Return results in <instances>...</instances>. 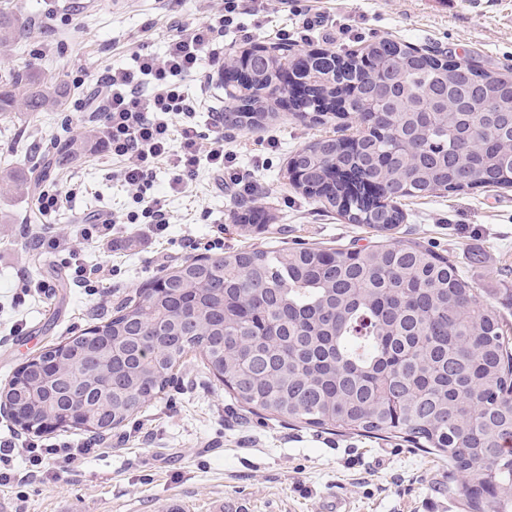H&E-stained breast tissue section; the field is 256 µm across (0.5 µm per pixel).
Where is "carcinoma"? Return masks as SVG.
Masks as SVG:
<instances>
[{
    "instance_id": "cac0c4a2",
    "label": "carcinoma",
    "mask_w": 512,
    "mask_h": 512,
    "mask_svg": "<svg viewBox=\"0 0 512 512\" xmlns=\"http://www.w3.org/2000/svg\"><path fill=\"white\" fill-rule=\"evenodd\" d=\"M28 34L24 19L0 8V56ZM398 63L391 99H372L374 68ZM251 79L224 87V127L276 118L264 101L316 120L342 97L368 132L359 147L316 139L291 158L303 193L377 233L359 251L300 244L188 259L122 300L112 316L59 342L62 378L85 383L77 351L105 342L119 390L96 397L97 436L121 428L162 394L191 352L249 408L299 424L365 437H402L448 457V492L471 512H512V355L500 311L466 278L456 255L390 241L406 198L435 191L512 186V82L480 65L450 70L426 54L396 55L381 40L357 58L330 49L296 56L303 92L288 96L276 62L251 55ZM67 88L26 70L0 75V120L66 105ZM455 97L460 107H446ZM89 128L52 155L62 167L90 141ZM379 183V194L358 186ZM0 171V195L30 194ZM38 355L26 388L0 390V403L26 430L66 409L45 387Z\"/></svg>"
}]
</instances>
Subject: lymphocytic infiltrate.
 I'll return each instance as SVG.
<instances>
[{
  "mask_svg": "<svg viewBox=\"0 0 512 512\" xmlns=\"http://www.w3.org/2000/svg\"><path fill=\"white\" fill-rule=\"evenodd\" d=\"M258 0H224L223 9L170 39L164 56L136 53L131 66L107 69L102 84L106 97L100 105L101 125L96 150L123 160L122 181L136 191L130 224L148 225L164 233L170 216L163 195L153 190L154 170L167 163L172 171L170 191H177L207 166L224 174V115L204 108L185 90L186 76L201 71L204 63L224 61V32L238 15L256 10ZM208 131H201V120Z\"/></svg>",
  "mask_w": 512,
  "mask_h": 512,
  "instance_id": "f902f5d3",
  "label": "lymphocytic infiltrate"
}]
</instances>
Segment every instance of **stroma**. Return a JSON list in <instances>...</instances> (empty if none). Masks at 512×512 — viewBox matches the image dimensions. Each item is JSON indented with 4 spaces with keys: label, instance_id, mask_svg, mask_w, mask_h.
I'll list each match as a JSON object with an SVG mask.
<instances>
[{
    "label": "stroma",
    "instance_id": "obj_1",
    "mask_svg": "<svg viewBox=\"0 0 512 512\" xmlns=\"http://www.w3.org/2000/svg\"><path fill=\"white\" fill-rule=\"evenodd\" d=\"M223 0H126L116 12L97 0H9L29 22L31 35L0 69L35 68L71 89L60 112L40 118L17 114L0 120V168L60 177L81 184L82 194L53 218L30 223L34 198H0V386L29 359L108 318L113 307L159 277L163 269L195 257L194 246L222 238L228 252L312 244L324 249L368 245L370 229L347 223L336 211L305 197L287 179L292 155L315 139L353 134L351 118L327 115L313 123L288 110L276 121L224 135L235 158L227 173L241 172L254 194L220 189L208 169L181 192L168 190L171 173L159 166L155 191L167 197L170 226L158 236L142 224L118 225L135 246L107 251L76 238L78 222L121 217L134 210L131 191L115 178L118 160L89 155L65 167H43L55 144L79 127H94L98 113L76 107L88 100L105 69L126 67L134 52H162L177 28H190L220 9ZM264 0L224 33V50L287 39L296 53L330 49L355 52L382 39L472 57L498 75L512 73V0ZM258 214L257 225L239 215ZM407 219L393 236L440 254H468L466 275L484 288L512 329V188L436 191L406 200ZM71 239L72 254L34 248L43 232ZM100 265L98 295L71 281V257ZM42 291L22 295L24 282ZM74 444L80 429L26 431L0 414V439ZM105 453L68 473L43 465L22 484L0 485V512H166L171 499L187 512L217 506L243 512H326L342 500L348 512H470L448 494V462L399 438H366L334 428L296 424L257 414L237 402L208 370L202 356H188L159 398L109 433Z\"/></svg>",
    "mask_w": 512,
    "mask_h": 512
}]
</instances>
